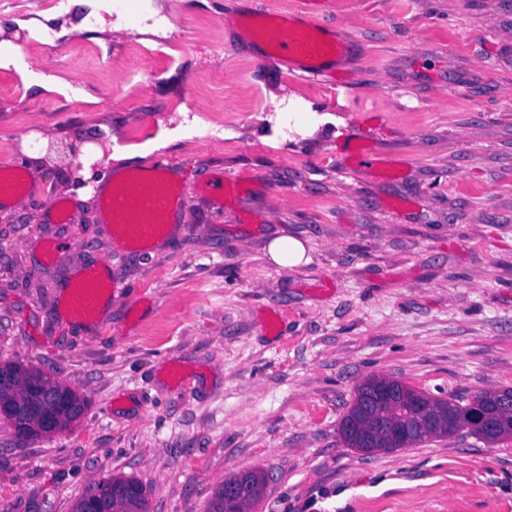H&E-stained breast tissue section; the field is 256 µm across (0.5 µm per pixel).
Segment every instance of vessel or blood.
<instances>
[{"mask_svg":"<svg viewBox=\"0 0 512 512\" xmlns=\"http://www.w3.org/2000/svg\"><path fill=\"white\" fill-rule=\"evenodd\" d=\"M273 37L281 59L295 65L305 78L336 83L337 76L329 64L347 54L346 41L328 39L317 24L300 23L292 15L278 22ZM178 168V163L161 157L145 173L113 177L98 186V218L110 225L113 240L130 248L175 232L177 218L184 209V194L174 179ZM18 169L15 160L0 161L1 208L21 202L33 190L31 184L18 178ZM112 288L111 274L88 267L72 275L66 287L67 302L75 314L97 323L104 298Z\"/></svg>","mask_w":512,"mask_h":512,"instance_id":"b4317fda","label":"vessel or blood"}]
</instances>
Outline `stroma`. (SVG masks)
I'll list each match as a JSON object with an SVG mask.
<instances>
[{
  "instance_id": "1",
  "label": "stroma",
  "mask_w": 512,
  "mask_h": 512,
  "mask_svg": "<svg viewBox=\"0 0 512 512\" xmlns=\"http://www.w3.org/2000/svg\"><path fill=\"white\" fill-rule=\"evenodd\" d=\"M138 2L0 0V44L28 62L0 58V158L38 187L0 211V363L87 402L38 440L0 420V512H72L113 475L148 512H204L245 471L266 478L257 512H512V440L366 454L340 435L371 376L445 399L512 388V0H332L320 19L354 48L336 89L257 30L295 0ZM162 155L181 164L182 229L123 248L93 186ZM280 236L310 262H269ZM106 261L119 286L92 324L65 284Z\"/></svg>"
}]
</instances>
